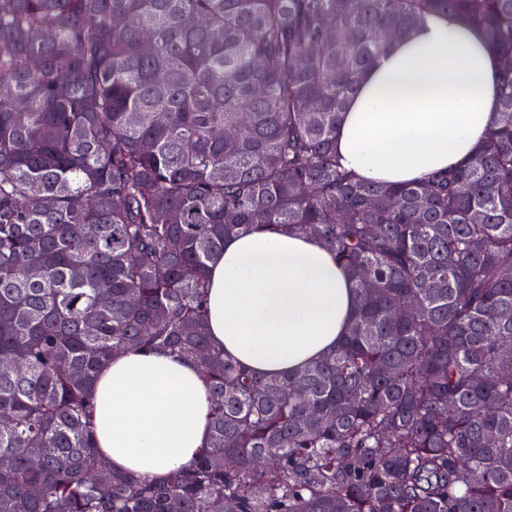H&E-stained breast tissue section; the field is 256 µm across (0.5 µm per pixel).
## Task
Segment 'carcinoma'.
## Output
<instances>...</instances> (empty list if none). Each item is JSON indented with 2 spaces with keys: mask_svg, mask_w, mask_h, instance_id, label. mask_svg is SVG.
<instances>
[{
  "mask_svg": "<svg viewBox=\"0 0 512 512\" xmlns=\"http://www.w3.org/2000/svg\"><path fill=\"white\" fill-rule=\"evenodd\" d=\"M432 13L499 55L494 125L446 175L357 181L336 126ZM510 60L512 0H0V512H512ZM259 226L355 285L342 343L288 376L208 340V264ZM136 348L212 399L209 448L152 481L90 430Z\"/></svg>",
  "mask_w": 512,
  "mask_h": 512,
  "instance_id": "obj_1",
  "label": "carcinoma"
}]
</instances>
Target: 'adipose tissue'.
Listing matches in <instances>:
<instances>
[{
    "label": "adipose tissue",
    "mask_w": 512,
    "mask_h": 512,
    "mask_svg": "<svg viewBox=\"0 0 512 512\" xmlns=\"http://www.w3.org/2000/svg\"><path fill=\"white\" fill-rule=\"evenodd\" d=\"M501 64L484 33L432 15L396 40L348 102L334 149L358 179L421 180L459 167L485 142ZM210 344L256 374L286 376L333 351L354 315V288L312 235L230 236L210 263ZM100 453L119 472L149 478L192 465L208 448L211 400L194 365L127 350L93 389Z\"/></svg>",
    "instance_id": "ef3b65f1"
}]
</instances>
